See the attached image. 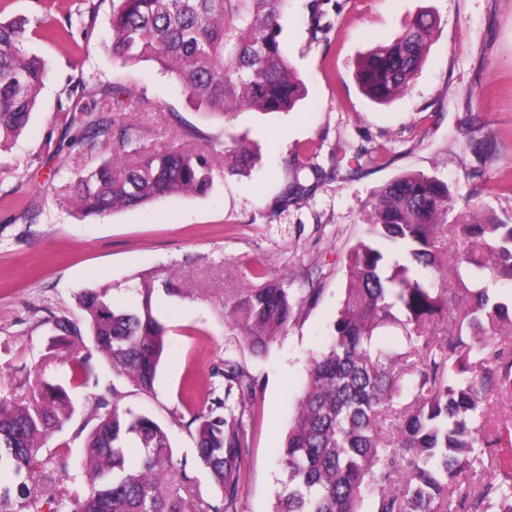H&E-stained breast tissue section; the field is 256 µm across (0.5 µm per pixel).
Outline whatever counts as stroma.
<instances>
[{
	"instance_id": "obj_1",
	"label": "stroma",
	"mask_w": 512,
	"mask_h": 512,
	"mask_svg": "<svg viewBox=\"0 0 512 512\" xmlns=\"http://www.w3.org/2000/svg\"><path fill=\"white\" fill-rule=\"evenodd\" d=\"M318 2L322 32H309V5ZM282 34L306 96L291 111L245 112L222 122L198 110L170 74L152 61L122 67L107 49L111 0H0V19H46L62 33L36 39L48 77L27 130L0 149V398L32 390L27 375L68 352L50 347V320L81 319L78 294L108 285L131 302L142 279L153 278L154 313L167 328L166 349L150 393H130L122 407L152 415L167 431L175 458L202 491L180 397L192 377L216 388L225 358L241 360L258 380L257 425L249 478L238 512H272L286 481L280 450L313 354L326 346L346 285L347 256L363 237L373 190L404 173L448 183L459 203L494 214L512 211V193L496 183L512 170V0H292ZM439 21L427 61L391 105L370 102L354 72L361 55L392 39L419 10ZM90 17L86 32L64 35L67 17ZM134 75L136 109L119 95L113 116L141 129L150 155L213 142L217 150L247 146L258 153L250 174L216 171L204 195L175 194L105 216L78 213L75 172L110 159L71 151L78 127L57 121L68 83L84 81L73 106L92 109L103 85ZM361 161H354L355 152ZM320 168L305 200L278 207L294 162ZM260 260L304 300L287 332L266 354H252L224 323V292L254 287L247 264ZM177 276L183 298L163 282Z\"/></svg>"
}]
</instances>
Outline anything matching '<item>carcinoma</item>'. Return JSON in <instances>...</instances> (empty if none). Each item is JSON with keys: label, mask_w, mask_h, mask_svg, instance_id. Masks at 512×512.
<instances>
[{"label": "carcinoma", "mask_w": 512, "mask_h": 512, "mask_svg": "<svg viewBox=\"0 0 512 512\" xmlns=\"http://www.w3.org/2000/svg\"><path fill=\"white\" fill-rule=\"evenodd\" d=\"M290 0H112V56L124 65L153 61L170 73L205 113L286 112L304 98L281 34ZM43 21H0V140L19 136L38 106L47 78L29 49ZM438 20L420 13L392 40L359 60L362 93L389 104L410 87L427 59ZM112 102L78 117L59 106L66 127L81 124L70 148L86 156L112 138ZM134 123L119 127L112 160L77 174L74 206L105 215L170 194H206L213 185V144L140 156ZM244 150L224 170L242 172ZM295 164L282 204L314 185ZM259 284L224 301L231 325L255 354L264 353L302 305L262 261L247 268ZM512 280V213L484 217L459 207L447 183L423 173L395 177L371 193L365 237L348 255L347 285L328 347L312 356L297 413L281 448L287 482L273 512H512V455L483 458L491 446L512 449V416L486 429L488 396L512 400V305L495 292ZM153 289L138 303L118 304L110 288L82 290L83 321H53L70 347L68 384L46 367L29 397L0 400V512H238L255 425L256 383L245 366L224 359V396L207 397L193 413L199 463L218 500L174 461L165 428L146 412L120 408L112 387L85 409L70 391L97 380L94 356L134 392L153 387L166 327L152 312ZM398 330L400 351L386 344ZM80 420L85 433L83 495L61 485L39 489L46 464L69 457L48 436ZM494 468L501 479L485 481ZM472 473L464 493L459 477Z\"/></svg>", "instance_id": "1"}]
</instances>
